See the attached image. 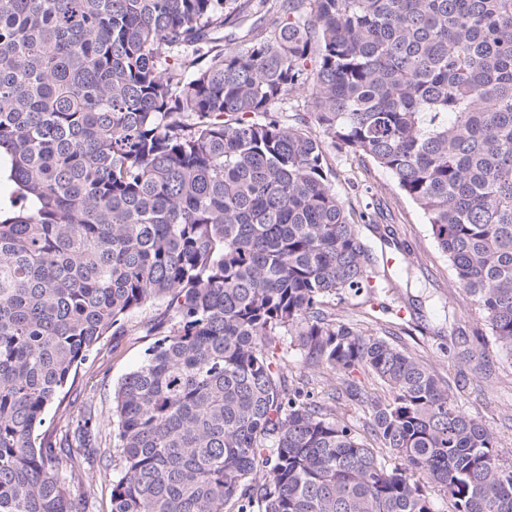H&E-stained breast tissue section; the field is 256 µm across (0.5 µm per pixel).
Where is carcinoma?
<instances>
[{
	"mask_svg": "<svg viewBox=\"0 0 512 512\" xmlns=\"http://www.w3.org/2000/svg\"><path fill=\"white\" fill-rule=\"evenodd\" d=\"M300 90L321 137L278 116ZM330 146L419 207L511 354L512 0H0V512H83L100 421L62 439L48 410L157 301L115 391L111 512H435L434 489L512 512L494 432L332 311L399 284ZM292 353L368 408L374 443L288 384ZM360 370L387 395L347 381Z\"/></svg>",
	"mask_w": 512,
	"mask_h": 512,
	"instance_id": "cac0c4a2",
	"label": "carcinoma"
}]
</instances>
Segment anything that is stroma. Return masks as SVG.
<instances>
[{
    "instance_id": "1",
    "label": "stroma",
    "mask_w": 512,
    "mask_h": 512,
    "mask_svg": "<svg viewBox=\"0 0 512 512\" xmlns=\"http://www.w3.org/2000/svg\"><path fill=\"white\" fill-rule=\"evenodd\" d=\"M327 162L334 189L354 208L360 236L375 254L399 253L410 264L408 285L380 295L385 313L373 314L362 299L352 298L337 304V318L426 361L447 382L461 410L496 434L499 455L512 465V355L495 346L474 304L460 295L423 213L393 178L369 160L345 152L330 151ZM378 225L389 227L390 243L377 237ZM164 309L157 302L129 314L123 333L103 339L67 395L75 411L92 412L102 422L94 449L86 454L83 480L74 488L86 512H111L110 484L121 469L112 424L114 389L143 360L153 341L149 328ZM462 336L468 338L474 359L460 356L457 341Z\"/></svg>"
}]
</instances>
